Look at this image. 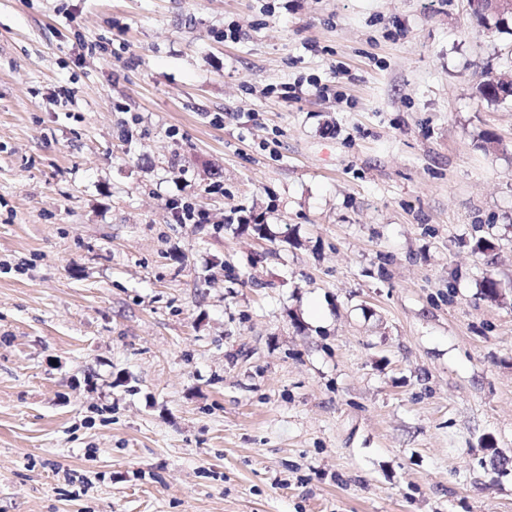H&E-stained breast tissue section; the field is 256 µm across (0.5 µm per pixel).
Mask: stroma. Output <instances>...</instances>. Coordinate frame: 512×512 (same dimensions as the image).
I'll return each mask as SVG.
<instances>
[{
  "mask_svg": "<svg viewBox=\"0 0 512 512\" xmlns=\"http://www.w3.org/2000/svg\"><path fill=\"white\" fill-rule=\"evenodd\" d=\"M488 73L467 0H0V512H512Z\"/></svg>",
  "mask_w": 512,
  "mask_h": 512,
  "instance_id": "35a3bbf8",
  "label": "stroma"
}]
</instances>
